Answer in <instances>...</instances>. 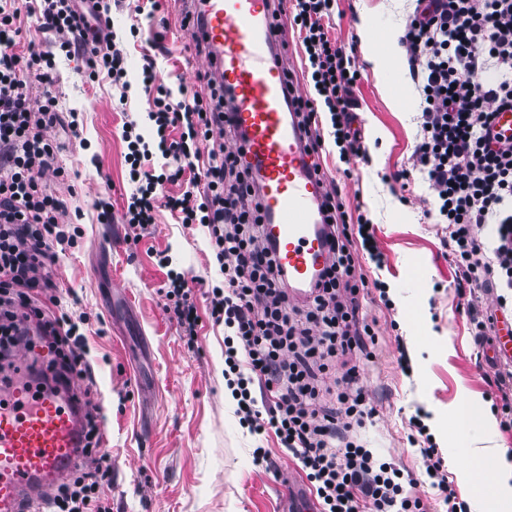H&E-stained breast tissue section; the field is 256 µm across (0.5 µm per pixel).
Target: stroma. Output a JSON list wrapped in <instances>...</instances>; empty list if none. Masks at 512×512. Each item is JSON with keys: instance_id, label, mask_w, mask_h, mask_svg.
Returning a JSON list of instances; mask_svg holds the SVG:
<instances>
[{"instance_id": "35a3bbf8", "label": "stroma", "mask_w": 512, "mask_h": 512, "mask_svg": "<svg viewBox=\"0 0 512 512\" xmlns=\"http://www.w3.org/2000/svg\"><path fill=\"white\" fill-rule=\"evenodd\" d=\"M408 7L407 0H335L331 33L352 49L360 70L356 125L369 159L347 165L333 151L321 163L347 203L367 211L385 257L380 268L361 259L368 278L384 281L391 299L386 305L373 293L362 301L378 336L376 362L352 358L376 410L362 435L409 475L407 493L421 498L428 512H448L418 446L407 439L408 421L426 412L450 487L475 503L486 482L464 477L458 441L439 427L454 422L462 398L492 407L486 375L493 366L474 342L441 227L424 215L431 201L425 185L412 180L406 203L390 188L392 174L410 166L419 98L401 44L393 46L397 66L378 68L366 59L359 33L367 24L398 39ZM186 8L185 0H159L149 18L135 13L132 0L113 4L112 29L132 84L126 109L116 107L124 92L110 76L89 80L83 58L56 57L51 91L60 112L77 113L79 131L59 125L48 135L64 145L59 160L75 190L67 219L82 237L61 256L55 277L64 307L90 319L84 330L94 375L90 398L105 406L104 450L112 458V478L102 492L108 512H288L285 486L301 489L308 482L274 434L254 435L240 425L224 393V328L214 323L204 296L214 282V258L203 230L163 205L141 234L121 222L133 189L122 127L132 119L143 123L152 106L137 84L144 55L153 58L160 83L190 93L204 89L198 79L204 58L178 23ZM133 27L138 35H130ZM142 132L150 134V126L143 123ZM100 198L111 208V223L99 221ZM163 251L196 295V336H186L166 309L162 287L170 268L158 264ZM402 345L410 357L407 374L397 364ZM257 448L268 451L269 464L255 463Z\"/></svg>"}]
</instances>
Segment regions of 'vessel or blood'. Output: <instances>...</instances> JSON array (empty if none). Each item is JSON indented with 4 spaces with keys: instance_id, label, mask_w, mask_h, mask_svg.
<instances>
[{
    "instance_id": "b4317fda",
    "label": "vessel or blood",
    "mask_w": 512,
    "mask_h": 512,
    "mask_svg": "<svg viewBox=\"0 0 512 512\" xmlns=\"http://www.w3.org/2000/svg\"><path fill=\"white\" fill-rule=\"evenodd\" d=\"M271 11L272 0H197L190 34L207 47L209 69L233 95L236 147L261 188L266 238L286 287L301 295L328 258L323 185L293 119ZM84 432L74 376L54 392L24 377L0 388V512H45L47 495L81 462Z\"/></svg>"
}]
</instances>
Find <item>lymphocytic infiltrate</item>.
Segmentation results:
<instances>
[{"label":"lymphocytic infiltrate","mask_w":512,"mask_h":512,"mask_svg":"<svg viewBox=\"0 0 512 512\" xmlns=\"http://www.w3.org/2000/svg\"><path fill=\"white\" fill-rule=\"evenodd\" d=\"M19 0H0V360L14 364L36 320L59 370L90 378L81 325L87 316L58 309L52 268L78 242L65 220L69 199L51 189L69 174L47 132L60 121L50 86L55 54L84 57L88 78L107 73L129 91L126 58L112 30V0H43L42 26L53 49L21 46ZM400 43L421 97V122L412 168L428 185L435 221L453 258L457 291L469 304L476 340L491 332L494 313L477 307L491 297L496 310L512 304V132L495 131L496 110L512 108V0H413ZM334 0H293L291 25L302 47L314 95H297L295 117L311 155L333 141L344 161L366 157L356 128L354 87L359 71L331 37L325 20ZM206 89L175 95L145 62L141 88L151 97L152 138L126 122L123 139L135 190L123 221L147 230L155 222L158 188L175 184L186 166L205 159L202 189L163 200L182 223L206 228L221 285L208 291L210 315L224 326V381L242 424L273 432L300 465L319 512H425L407 495L403 472L367 448L358 431L374 414L359 383V368L337 366L353 353L375 361L378 336L361 314V293L385 292L359 261L382 264L366 215H352L340 192L326 186L320 209L328 261L303 298L291 295L274 249L264 240V204L249 168L225 146L236 139L230 97L204 74ZM42 99L32 104L35 86ZM160 152L161 174L145 170ZM167 309L186 334L198 323L194 292L184 274L168 273ZM334 374L336 398L325 402L319 382ZM410 431L423 436L427 476L448 512H470L448 486L444 459L419 417ZM100 428L88 418L84 463L51 498V512H106L100 490L111 474L101 454Z\"/></svg>","instance_id":"obj_1"}]
</instances>
